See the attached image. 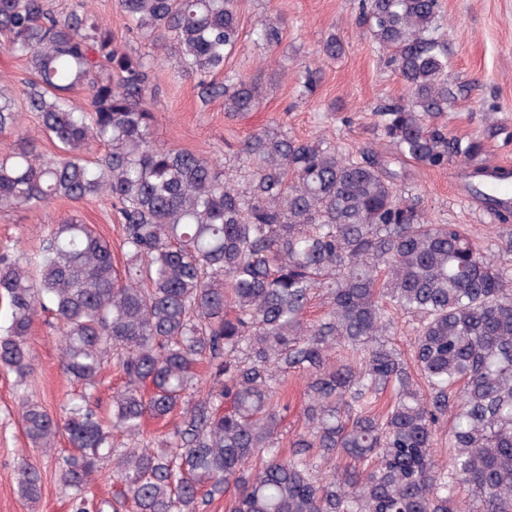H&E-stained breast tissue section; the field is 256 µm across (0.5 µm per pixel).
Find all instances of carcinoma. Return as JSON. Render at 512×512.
Wrapping results in <instances>:
<instances>
[{
  "mask_svg": "<svg viewBox=\"0 0 512 512\" xmlns=\"http://www.w3.org/2000/svg\"><path fill=\"white\" fill-rule=\"evenodd\" d=\"M157 53L199 78L227 112L259 105L256 82L224 72L240 40L236 0H119ZM359 21L386 53L408 97L376 112L394 155L428 167L470 161L477 139L448 135L438 117L462 88L449 74L439 0H361ZM255 41L282 43L283 21L262 17ZM0 47L26 59V107L58 153L46 156L0 93V205L40 208L57 198L112 200L126 265L73 216L25 260L0 252V369L26 383L27 336L40 313L61 327L66 373L83 386L54 418L27 397L32 447L67 435L59 481L72 512L100 465L120 488L112 512H512V237L486 255L460 224H430L396 197L392 157H346L336 146L257 132L239 147L252 167L242 188L200 153L153 136L148 62L120 46L78 0L58 15L46 0H0ZM224 74V81L206 78ZM83 88L88 107L67 94ZM104 151L90 157V146ZM469 172L498 223L512 224L492 181ZM327 310L304 311L314 290ZM417 321L412 359L386 339L395 315ZM207 362L209 387L198 374ZM114 363L126 378L99 411L91 389ZM308 376L305 427L280 452L288 405L279 377ZM393 401L381 408L387 389ZM179 418L156 441L145 422ZM448 423V461L436 459ZM20 498H41L40 468L15 471Z\"/></svg>",
  "mask_w": 512,
  "mask_h": 512,
  "instance_id": "obj_1",
  "label": "carcinoma"
}]
</instances>
